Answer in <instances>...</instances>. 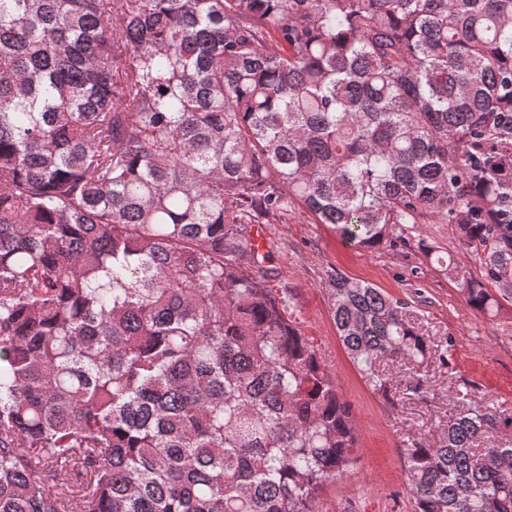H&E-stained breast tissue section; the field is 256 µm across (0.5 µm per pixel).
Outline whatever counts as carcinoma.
<instances>
[{
	"label": "carcinoma",
	"mask_w": 512,
	"mask_h": 512,
	"mask_svg": "<svg viewBox=\"0 0 512 512\" xmlns=\"http://www.w3.org/2000/svg\"><path fill=\"white\" fill-rule=\"evenodd\" d=\"M449 224L512 296V0H0V512H318L350 404L252 225ZM383 396L408 303L328 275ZM512 409L403 449L414 512H512Z\"/></svg>",
	"instance_id": "carcinoma-1"
}]
</instances>
